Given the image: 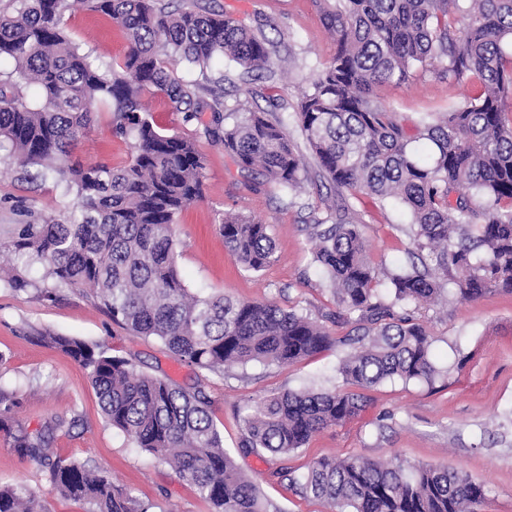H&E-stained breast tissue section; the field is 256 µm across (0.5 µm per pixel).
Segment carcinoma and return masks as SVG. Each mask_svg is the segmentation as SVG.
I'll return each mask as SVG.
<instances>
[{"label": "carcinoma", "mask_w": 512, "mask_h": 512, "mask_svg": "<svg viewBox=\"0 0 512 512\" xmlns=\"http://www.w3.org/2000/svg\"><path fill=\"white\" fill-rule=\"evenodd\" d=\"M15 2V12L0 10V60L13 62L0 79V149L9 145L11 162L24 174L31 167L59 174L74 204L22 225L8 244L5 284L17 292L37 287L27 269L39 264L43 282L91 289L113 322L214 374L252 362L286 367L334 346L325 327L272 301L191 295L178 271L175 224L203 197L204 161L194 140L161 130L143 102L159 94L171 111L192 118L207 103L173 76L172 58L204 67L227 55L246 72L272 79L277 45L229 15L171 9L161 0H90L128 40L124 56L102 67L63 28L66 13L84 0ZM320 11L336 52L295 112L306 151L283 120L264 112H239L223 128L213 107L206 132L240 170L284 192L300 188L308 155L316 177L337 192L408 209L421 269L373 264L357 225L334 205L328 220L311 225V240L336 297L326 319L339 326L355 315L368 324L341 360L345 384L431 382L438 373L432 339L408 306L436 302L443 277L462 301L492 289L512 294V0H324ZM435 62L452 83L478 80L480 92L462 107L426 114L411 135L376 91ZM31 87L40 92L37 103L27 98ZM100 112L112 113L114 135L133 140L122 166L74 156ZM218 228L247 270L275 261L268 225L226 212ZM477 252L483 258L475 263ZM383 282L386 294L378 289ZM45 340L89 371L109 423L193 483L213 512H271L224 448L201 390L139 371L130 359L78 338ZM362 408L361 395L343 390L272 394L242 416L244 446L286 456ZM61 428L52 420L36 432L18 426L10 431L12 448L46 467L54 490L82 503L84 512H149L102 471L53 457L50 445ZM291 481L332 512H477L486 495L465 473L401 460L323 458ZM0 512L45 509L35 491L11 486L0 487Z\"/></svg>", "instance_id": "1"}]
</instances>
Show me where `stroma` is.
<instances>
[{
	"label": "stroma",
	"instance_id": "obj_1",
	"mask_svg": "<svg viewBox=\"0 0 512 512\" xmlns=\"http://www.w3.org/2000/svg\"><path fill=\"white\" fill-rule=\"evenodd\" d=\"M174 6L224 13L249 27H263L277 42L272 57L274 79L242 81L241 67L216 59L210 67L187 63L172 67L176 78L194 84L199 97L222 114L261 110L288 119L295 142L303 137L292 118L302 93L335 53V42L320 19L316 0H173ZM67 34L98 63L120 59L127 39L104 16L77 10L65 15ZM478 83L457 86L439 66L417 67L409 81H391L378 89L382 105L398 112L407 129L424 113L444 112L466 104ZM153 117L167 133L195 140L204 158V195L183 211L176 224L179 270L192 293H222L240 300H271L314 320L335 311L336 299L313 257L309 226L325 217L335 198L328 184L291 195L258 174L240 171L219 142L206 135L212 117L186 120L171 111L163 97L149 100ZM132 141L112 133V115L100 113L81 140L77 156L87 162L120 164L131 157ZM349 216L357 224L367 255L385 268L409 262L414 228L396 202L366 195L346 196ZM73 205L57 174L21 178L16 166L0 160V244L16 236L21 225L42 221ZM238 213L269 226L276 261L260 272L244 269L224 246L218 217ZM44 300L37 289L16 292L0 283V388L16 391L12 424L39 429L60 418L65 426L52 443L54 455L100 469L129 490L150 512H213L196 487L167 465L135 447L105 419L88 371L48 344L51 336H69L100 345L111 355L131 359L138 370L164 376L191 388L201 386L209 411L224 436L236 466L257 480L262 495L278 512H329L320 500L301 493L290 478L323 457L401 459L409 464L447 466L466 472L486 490L480 512H512V294L490 292L473 302H459L446 288L436 306L415 311L432 338L434 382L391 380L363 390L364 409L342 426L321 431L291 456L242 447L241 417L263 397L285 390H341L340 361L351 350L345 336L354 324L329 325L336 346L288 367L252 363L223 375L197 370L175 360L154 338H136L112 322L89 291L57 287ZM289 476H282V469ZM0 485H23L36 491L47 512H82L61 498L46 471L20 459L6 429L0 428Z\"/></svg>",
	"mask_w": 512,
	"mask_h": 512
}]
</instances>
